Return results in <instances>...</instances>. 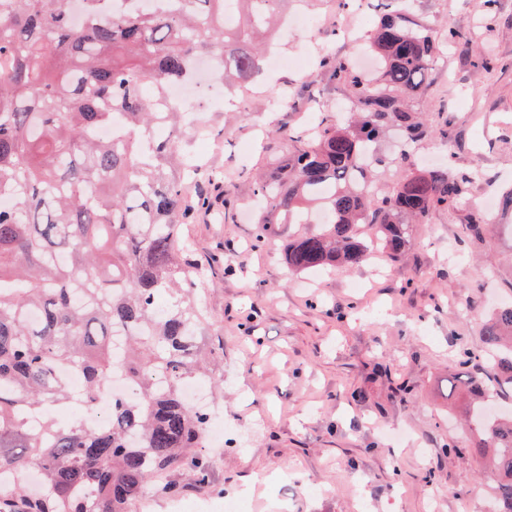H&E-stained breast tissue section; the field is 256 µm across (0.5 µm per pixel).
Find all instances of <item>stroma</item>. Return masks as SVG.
<instances>
[{
	"mask_svg": "<svg viewBox=\"0 0 512 512\" xmlns=\"http://www.w3.org/2000/svg\"><path fill=\"white\" fill-rule=\"evenodd\" d=\"M407 7L441 45L411 102L429 134L410 166H446L469 187L412 225L398 259L379 251L356 267L295 276L284 251L297 225L252 246L253 172L287 157V132L307 124L309 105L346 102L319 62L352 59L340 31L353 22L369 34L381 0H290L289 13L310 22L277 33V49L308 70L267 72L237 108L214 102L202 131L184 135L219 176L187 234L203 274L201 340L224 363V385L210 395L232 431L202 450L206 486L182 471L160 478L149 512L227 488L245 512H487L491 490L459 427L466 402L448 380L463 352L482 356V321L512 298V207L502 203L512 188V0ZM452 27L465 39L449 42ZM274 92L282 106L270 105Z\"/></svg>",
	"mask_w": 512,
	"mask_h": 512,
	"instance_id": "stroma-1",
	"label": "stroma"
}]
</instances>
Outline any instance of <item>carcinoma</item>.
<instances>
[{"mask_svg":"<svg viewBox=\"0 0 512 512\" xmlns=\"http://www.w3.org/2000/svg\"><path fill=\"white\" fill-rule=\"evenodd\" d=\"M69 0H0V512H131L152 479L188 470L206 483L210 461L198 454L210 417L180 395L201 376L219 387L224 373L197 345L199 317L191 297L193 263L180 246V226L210 205L206 189L190 203L179 138L184 113L157 111L167 88L194 77L200 56L221 59L245 89L263 70L255 33L271 30L283 0H233L234 28L224 25L227 0H153L140 10H112L107 0H81L72 22ZM379 59L366 81L338 59L320 66L352 86L356 118L294 131L288 160L252 178L261 201L257 242L277 224H302L324 210L319 228L288 242L296 274L355 266L370 245L359 224L379 225V244L393 258L409 243L413 221L461 199L464 176L433 168L378 197L372 173L407 166L410 153L376 151L383 131L405 140L426 136L408 98L420 91L435 60L428 29L403 0H388L369 38ZM121 115L125 136L100 135ZM173 137H154L159 123ZM183 291L157 306L162 291ZM485 372L460 392L471 401L469 451L494 478L492 512H512V412L487 402L512 390V307L481 326ZM81 373L80 399L97 409L121 372L138 391L114 399L102 425L74 417L28 415L68 404L72 390L59 370ZM31 468L41 489L21 477Z\"/></svg>","mask_w":512,"mask_h":512,"instance_id":"carcinoma-1","label":"carcinoma"}]
</instances>
